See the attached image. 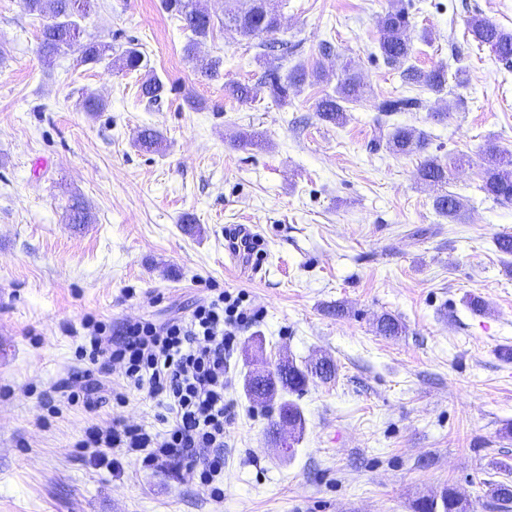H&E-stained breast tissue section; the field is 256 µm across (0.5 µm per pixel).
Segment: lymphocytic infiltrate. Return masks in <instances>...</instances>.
Returning <instances> with one entry per match:
<instances>
[{"mask_svg":"<svg viewBox=\"0 0 512 512\" xmlns=\"http://www.w3.org/2000/svg\"><path fill=\"white\" fill-rule=\"evenodd\" d=\"M257 317L244 293L213 285L187 314L162 322L140 318L114 325L88 315L77 325L62 323L64 333L83 338L75 351L78 365L43 393L42 403L52 413L63 402L90 414L78 446L95 461L113 452L114 472H123L129 458L145 466L184 467L214 499H223L224 434L232 420L224 378L239 332ZM111 374L125 389L108 396L104 380ZM131 392L155 403L158 427L118 416L99 419L107 401L123 404Z\"/></svg>","mask_w":512,"mask_h":512,"instance_id":"obj_1","label":"lymphocytic infiltrate"}]
</instances>
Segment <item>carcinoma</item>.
Returning a JSON list of instances; mask_svg holds the SVG:
<instances>
[{
	"label": "carcinoma",
	"mask_w": 512,
	"mask_h": 512,
	"mask_svg": "<svg viewBox=\"0 0 512 512\" xmlns=\"http://www.w3.org/2000/svg\"><path fill=\"white\" fill-rule=\"evenodd\" d=\"M230 8L224 13V25L235 27L242 36L259 38L260 55L257 57L262 68L260 84L267 88L270 97L285 106L297 94L308 74L295 65L288 74H281L283 63L288 61L291 47L288 41L274 38L278 17L266 8L267 0H227ZM23 11L43 20L39 36V53L46 65L53 63L60 55L73 57L78 65L99 63L105 56L107 45L96 41H84L80 37L81 21L86 17L90 0H20ZM166 10L174 13L181 22V29L187 35L185 52L196 60V67L204 76L215 78L221 74L224 59L216 56L195 59V46L207 39L214 23L210 15L196 7V0H164ZM468 26L475 41L487 46L497 58L512 63V32L505 31L490 20L474 16ZM408 18L405 9L394 5L380 23L379 50L386 63L401 69L400 77L407 85H423L440 94L448 85V71L444 66L424 70L417 66H405L411 55V44L407 34ZM118 69L136 71L143 67L144 54L135 46H129L115 60ZM165 86L161 80L151 77L140 86V94L150 102L161 98ZM365 86L362 78L350 62L342 66L341 77L335 90L324 95L315 106L317 117L326 123L341 126L346 121L347 105L364 100ZM422 107L421 99L412 96H389L374 104L376 111L389 117L397 112H414ZM163 136L154 129L143 130L138 144L146 149L159 151L163 148ZM373 150L382 148L399 155H420V175L432 183L448 180L446 167L438 157L429 153V142L422 132L409 127L388 129L378 124L376 135L371 142ZM483 184L481 189L501 206L512 205V152L488 144L482 153ZM435 209L443 216L454 217L462 208L460 199L452 194H443L434 201ZM69 223L87 224L90 214L85 203L78 198L69 205ZM377 329L386 336H396L404 326L394 316L384 313L377 318ZM336 376L335 364L323 358L319 363H297L285 358L278 362L273 371L261 376L251 373L246 376L244 389L253 403L262 407L280 399L276 418L269 425V432L277 436L288 431L292 440L301 438L304 417L298 404L283 398L285 394H301L309 383L315 380L328 382ZM488 505L496 512H512V482H487ZM413 512H472V504L451 487L444 488L438 496L421 497L414 500Z\"/></svg>",
	"instance_id": "carcinoma-1"
}]
</instances>
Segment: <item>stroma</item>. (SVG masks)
Segmentation results:
<instances>
[{
	"instance_id": "35a3bbf8",
	"label": "stroma",
	"mask_w": 512,
	"mask_h": 512,
	"mask_svg": "<svg viewBox=\"0 0 512 512\" xmlns=\"http://www.w3.org/2000/svg\"><path fill=\"white\" fill-rule=\"evenodd\" d=\"M391 2L269 0L277 39L296 45L290 65L312 73L282 106L258 82L255 41L224 27V0H199L215 26L197 54L224 58L213 80L186 58L163 0H92L81 23L83 39L114 52L137 45L147 66L136 71L68 56L44 65L41 18L0 0V512H412L446 487L491 512L481 483L497 477L491 458L512 454V361L500 356L512 348V256L497 248L512 206L481 191V156L490 142L512 152V67L467 22L512 31V0H402L411 64L464 72L441 94L405 87L384 61ZM326 40L336 58L321 56ZM340 57L367 95L336 127L315 104L333 92ZM152 76L166 86L154 104L139 95ZM231 81L251 100L228 97ZM404 90L423 106L390 122L427 135L447 183L423 181L420 156L367 148L375 101ZM89 97L105 111L85 112ZM146 128L164 134L163 152L136 147ZM245 130L256 144L239 143ZM445 193L464 204L455 218L433 207ZM74 196L90 223L68 222ZM228 224L264 238L256 278L225 260ZM212 284L244 291L260 313L230 359L220 502L184 470L91 463L76 446L89 415L41 403L76 365L80 339L61 323L162 321ZM473 296L486 310H471ZM384 313L402 335L377 332ZM288 356L337 366L297 396L306 431L290 451L268 434L272 409L243 391L249 368Z\"/></svg>"
}]
</instances>
